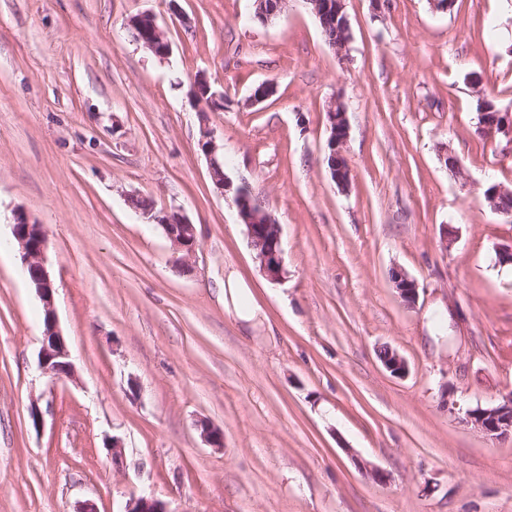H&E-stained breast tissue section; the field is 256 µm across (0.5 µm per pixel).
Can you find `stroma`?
<instances>
[{
  "instance_id": "stroma-1",
  "label": "stroma",
  "mask_w": 512,
  "mask_h": 512,
  "mask_svg": "<svg viewBox=\"0 0 512 512\" xmlns=\"http://www.w3.org/2000/svg\"><path fill=\"white\" fill-rule=\"evenodd\" d=\"M141 13L169 60L132 40ZM345 13L339 54L302 0L265 25L253 0H0V512H124L142 494L171 512H512V436L448 411L512 393V266L496 262L512 215L483 197L512 189V154L477 132L481 102L512 113V0L445 13L345 0ZM200 73L226 99L210 115L225 174L281 228L280 280L198 147ZM266 81L274 94L252 102ZM333 99L345 189L327 162ZM17 210L46 231L66 382L39 368L44 308ZM165 212L194 224L193 254ZM396 268L417 281L414 304ZM231 270L263 310L254 328L224 310ZM334 102L327 110V120L331 132L328 139L330 154L327 162L333 181L341 187H347L350 171L343 155V147L349 136V124L345 108L340 103ZM162 226L176 249L184 251L186 254H192L198 241L194 224L184 216L173 213L162 220ZM391 280L400 297L407 303H415L418 297V283L407 273L401 270H393Z\"/></svg>"
}]
</instances>
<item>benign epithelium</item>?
Wrapping results in <instances>:
<instances>
[{
	"label": "benign epithelium",
	"mask_w": 512,
	"mask_h": 512,
	"mask_svg": "<svg viewBox=\"0 0 512 512\" xmlns=\"http://www.w3.org/2000/svg\"><path fill=\"white\" fill-rule=\"evenodd\" d=\"M133 40L153 52L160 60L170 57V43L159 36V41H150L139 25L130 24ZM193 93L195 98L203 94L210 95V102L218 105L224 103V92L211 90L209 81L203 75L194 80ZM483 118L481 128L490 136L499 135L505 139V151L512 150V114L509 112H481ZM201 128L198 145L209 161L210 175L219 192L231 189L232 182L224 174V162L219 160L218 145L209 125V115L199 113ZM327 120L331 135L328 139L330 154L327 162L333 181L346 187L350 180V171L343 155V147L349 136V124L345 108L332 104L327 110ZM234 200L238 215L245 225L250 246L255 249L260 268L273 281L280 279L285 251L282 244L280 226L275 224L270 214L257 206L247 187L241 185L234 192ZM163 227L176 249L186 254L193 253L198 241L194 224L184 216L173 213L163 220ZM12 233L20 248L22 266L31 275L30 282L37 290L44 307V338L39 352V367L41 371L54 381H64L74 377V364L64 336L58 329L54 307L55 288L46 269L45 251L46 238L42 225L32 220L29 215L20 210L13 213ZM391 280L400 297L407 303H415L418 297V283L407 273L393 270ZM382 362L393 374L403 375L407 370L405 360L396 352L384 350ZM448 411L457 415L458 419L490 438H502L512 434V394L499 404L488 406L459 408L451 404ZM125 512H172L168 503L153 496H139L129 499Z\"/></svg>",
	"instance_id": "benign-epithelium-1"
}]
</instances>
